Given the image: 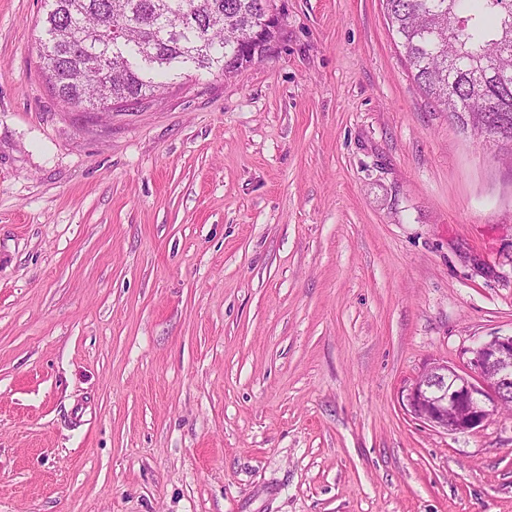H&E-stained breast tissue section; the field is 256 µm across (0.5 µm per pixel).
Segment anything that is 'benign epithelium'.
<instances>
[{
  "label": "benign epithelium",
  "instance_id": "benign-epithelium-1",
  "mask_svg": "<svg viewBox=\"0 0 512 512\" xmlns=\"http://www.w3.org/2000/svg\"><path fill=\"white\" fill-rule=\"evenodd\" d=\"M278 23L274 0H261L259 28ZM468 353L465 370L435 363L416 379L407 397L415 417L449 434L477 430L512 398V336H494Z\"/></svg>",
  "mask_w": 512,
  "mask_h": 512
}]
</instances>
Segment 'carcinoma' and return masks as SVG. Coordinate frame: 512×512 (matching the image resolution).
<instances>
[{
  "label": "carcinoma",
  "instance_id": "obj_1",
  "mask_svg": "<svg viewBox=\"0 0 512 512\" xmlns=\"http://www.w3.org/2000/svg\"><path fill=\"white\" fill-rule=\"evenodd\" d=\"M258 0H48L40 61L66 104L134 106L183 71L227 77L264 60L281 28L254 37ZM384 0L404 56L462 134L512 141V0ZM126 36L121 57L112 43Z\"/></svg>",
  "mask_w": 512,
  "mask_h": 512
}]
</instances>
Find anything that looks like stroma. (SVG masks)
<instances>
[{"label": "stroma", "mask_w": 512, "mask_h": 512, "mask_svg": "<svg viewBox=\"0 0 512 512\" xmlns=\"http://www.w3.org/2000/svg\"><path fill=\"white\" fill-rule=\"evenodd\" d=\"M272 56L64 105L0 0V512H512V414L412 415L512 335V154L382 0H276Z\"/></svg>", "instance_id": "1"}]
</instances>
